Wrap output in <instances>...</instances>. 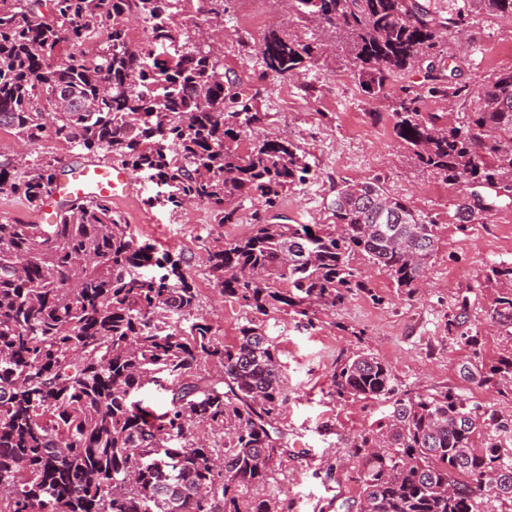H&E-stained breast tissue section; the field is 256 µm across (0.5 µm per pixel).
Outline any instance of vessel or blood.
Listing matches in <instances>:
<instances>
[{
  "label": "vessel or blood",
  "instance_id": "obj_1",
  "mask_svg": "<svg viewBox=\"0 0 512 512\" xmlns=\"http://www.w3.org/2000/svg\"><path fill=\"white\" fill-rule=\"evenodd\" d=\"M135 178L118 165L83 163L70 169L64 180L56 184V197L63 200L129 198L137 193Z\"/></svg>",
  "mask_w": 512,
  "mask_h": 512
}]
</instances>
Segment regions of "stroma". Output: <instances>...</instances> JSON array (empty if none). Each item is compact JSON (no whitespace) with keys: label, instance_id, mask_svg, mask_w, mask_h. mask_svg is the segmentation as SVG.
Here are the masks:
<instances>
[{"label":"stroma","instance_id":"stroma-1","mask_svg":"<svg viewBox=\"0 0 512 512\" xmlns=\"http://www.w3.org/2000/svg\"><path fill=\"white\" fill-rule=\"evenodd\" d=\"M247 7L262 16L260 25L242 23ZM277 21L298 40L322 36L320 28L307 15L289 9L286 0H253L249 6L244 0H229L217 49L227 78L266 114L255 136H276L298 146L311 168L308 181L288 190L276 211L246 203L237 223L221 226L205 206H172L171 186L142 171L136 175L139 193L113 202L112 209L129 224L137 243L183 257L184 269L198 289L199 311L227 342L245 324L248 312L225 299L211 280L206 256L216 241L241 236L258 222L275 223L280 216L292 224L332 223L329 204L337 189L376 177L391 195L408 200L436 221L439 252L413 296L400 294L385 273L375 271L369 290L351 294L335 311L310 305L302 313L290 308L264 320L278 344L288 390L277 422L288 451L271 486L289 512H336L341 500L359 494L358 485L346 477L355 464L350 456L353 441L389 411L380 400L353 402L336 396L332 378L353 353L368 351L384 361L402 392L448 387L469 403L494 404L512 413V403L500 400L493 386L461 377L470 349L448 333V313L463 301L469 322L480 329L485 360L512 352V337L489 325L499 288L485 278L491 265L512 262V204L484 212L477 223L458 226L454 214L458 204L469 199V186L448 184L416 167L400 154L393 131V110L402 88H420L422 74H401L386 96L370 97L350 78L344 52L330 41L323 62L302 71L299 78L273 76L266 72L258 47ZM469 30L470 43L451 38L441 46L443 55L461 60V81L471 84L512 69V58L498 51L500 43L512 37V19L479 12ZM340 75L347 76L346 85L337 83ZM30 152L32 158L60 159L67 165L112 160L107 152L90 155L52 138L39 141ZM458 270L466 271V278L446 289L449 273Z\"/></svg>","mask_w":512,"mask_h":512}]
</instances>
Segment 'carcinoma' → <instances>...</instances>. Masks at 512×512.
I'll return each mask as SVG.
<instances>
[{"mask_svg":"<svg viewBox=\"0 0 512 512\" xmlns=\"http://www.w3.org/2000/svg\"><path fill=\"white\" fill-rule=\"evenodd\" d=\"M169 0H0V128L25 143L46 137L122 166L151 171L174 187L176 207H207L232 224L243 202L277 208L309 167L293 143L266 135L239 149L265 114L224 83V61L202 27L224 16V0L197 3L190 28L157 22ZM324 35L345 44L363 91L383 96L398 74L423 73L402 89L394 132L415 164L446 181L512 188V70L469 87L441 57L462 33L473 4L512 18V0H448V14L423 0H297ZM147 31L132 43L131 20ZM106 47L89 59L78 46L100 29ZM183 41L170 62L150 46ZM264 67L290 78L317 63L322 45L276 30L265 34ZM463 99L458 124L420 110L424 95ZM169 140L170 159L156 139ZM24 155L0 161V193L40 209L55 166L12 171ZM497 206L477 196L455 220L472 224ZM332 224H255L209 251V274L225 297L254 318L231 342L196 313L198 288L183 257L154 255L106 199L62 203L53 224L0 223V512H284L267 490L287 443L276 421L286 403L275 338L255 321L296 304L288 283L334 309L368 289L361 254L412 296L438 250V224L379 179L348 184L331 201ZM161 270L147 278L142 269ZM500 286L493 321L512 337V264L489 268ZM448 334L475 348L480 332L464 313ZM209 366L208 374L198 366ZM479 380L512 393V354L483 364ZM166 393L165 411L143 406L148 384ZM340 398H384L391 411L359 437L349 480L360 486L345 512H512V415L469 404L450 389L398 393L388 367L361 353L336 371Z\"/></svg>","mask_w":512,"mask_h":512,"instance_id":"1","label":"carcinoma"}]
</instances>
